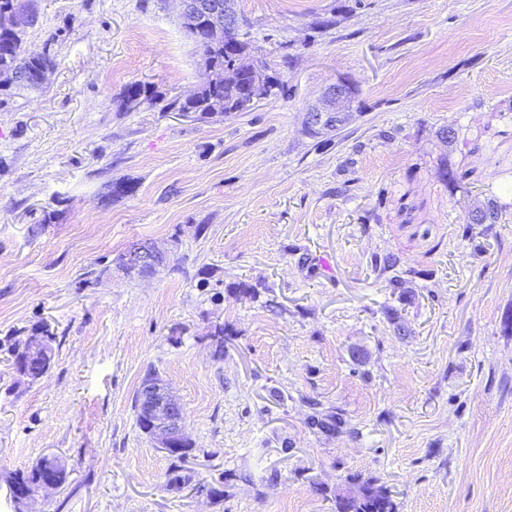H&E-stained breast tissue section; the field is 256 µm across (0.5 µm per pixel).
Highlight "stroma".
<instances>
[{
	"label": "stroma",
	"mask_w": 512,
	"mask_h": 512,
	"mask_svg": "<svg viewBox=\"0 0 512 512\" xmlns=\"http://www.w3.org/2000/svg\"><path fill=\"white\" fill-rule=\"evenodd\" d=\"M31 6L55 65L0 100V478L67 479L30 512H336L354 474L396 512H512V0H238L278 85L206 121L119 107L205 80L178 0ZM339 80L348 123L310 136ZM136 242L167 266L123 275ZM41 323L53 365L18 383ZM149 371L206 491L137 424ZM47 339L48 338L45 333L43 334L40 331H34L31 336H28L25 344H18L12 354L14 367H21L24 365L26 361L25 346L31 354H36L42 351L44 352L48 347Z\"/></svg>",
	"instance_id": "obj_1"
}]
</instances>
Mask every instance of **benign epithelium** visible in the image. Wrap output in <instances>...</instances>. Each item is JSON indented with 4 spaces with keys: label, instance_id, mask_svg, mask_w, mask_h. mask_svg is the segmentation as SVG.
<instances>
[{
    "label": "benign epithelium",
    "instance_id": "7a95c632",
    "mask_svg": "<svg viewBox=\"0 0 512 512\" xmlns=\"http://www.w3.org/2000/svg\"><path fill=\"white\" fill-rule=\"evenodd\" d=\"M182 17L190 32L199 40L224 37L240 47L241 24L238 12L227 0H180ZM350 94L349 86L338 81L327 90V104L307 113L308 126L320 127L323 123L339 124L345 113L342 103ZM166 262V256L145 244H134L116 261V267L126 275L145 276ZM137 420L140 429L158 448L169 454L181 447L187 437L184 425V407L174 399L170 388L155 374L144 376L137 398ZM56 482L47 477L29 489L16 491L8 486L6 496L14 504L15 512L34 500L41 492L54 490Z\"/></svg>",
    "mask_w": 512,
    "mask_h": 512
}]
</instances>
